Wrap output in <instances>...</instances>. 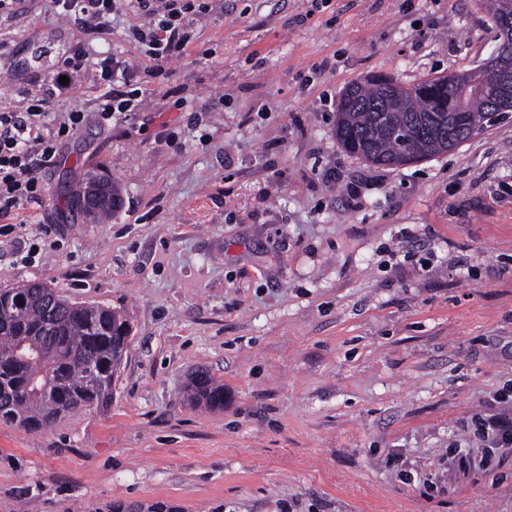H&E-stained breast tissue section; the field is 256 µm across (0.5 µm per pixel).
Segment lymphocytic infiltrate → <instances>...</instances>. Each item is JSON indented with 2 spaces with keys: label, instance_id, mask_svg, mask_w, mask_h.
Segmentation results:
<instances>
[{
  "label": "lymphocytic infiltrate",
  "instance_id": "f902f5d3",
  "mask_svg": "<svg viewBox=\"0 0 512 512\" xmlns=\"http://www.w3.org/2000/svg\"><path fill=\"white\" fill-rule=\"evenodd\" d=\"M144 18L129 29L141 57L156 70L181 55L189 41L195 0H135ZM116 0H52L55 13L78 20L90 33L107 32ZM92 68L106 92L98 103L97 120L109 124L117 116H132L140 109L144 90L136 70L113 57L89 62L84 50L65 59L60 72ZM25 109L0 112V216L6 217L24 203L40 199L46 188L39 171L57 163V145L74 136L85 124L83 111L54 112L50 103L61 84L57 78L34 76L29 81Z\"/></svg>",
  "mask_w": 512,
  "mask_h": 512
}]
</instances>
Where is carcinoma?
<instances>
[{
	"label": "carcinoma",
	"instance_id": "carcinoma-1",
	"mask_svg": "<svg viewBox=\"0 0 512 512\" xmlns=\"http://www.w3.org/2000/svg\"><path fill=\"white\" fill-rule=\"evenodd\" d=\"M493 23L512 32V0H475ZM490 101L477 70L430 76L412 84L373 77L348 85L336 109V141L378 166L417 163L455 150L487 125ZM32 284L0 290V420L40 431L68 414L112 401V381L128 346L127 319L104 305L61 300ZM186 398L224 408V385L193 376ZM90 512H184L165 502H111Z\"/></svg>",
	"mask_w": 512,
	"mask_h": 512
}]
</instances>
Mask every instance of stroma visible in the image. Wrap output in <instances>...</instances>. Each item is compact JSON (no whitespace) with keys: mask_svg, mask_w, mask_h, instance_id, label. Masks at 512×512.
<instances>
[{"mask_svg":"<svg viewBox=\"0 0 512 512\" xmlns=\"http://www.w3.org/2000/svg\"><path fill=\"white\" fill-rule=\"evenodd\" d=\"M206 3L159 72L127 0L97 38L49 0L0 10V111L80 46L145 90L103 126L80 72L52 106L84 127L42 199L0 218V289L41 283L131 326L110 405L0 421V512H512V448L467 465L512 395V121L393 168L333 132L350 83L477 68L493 23L473 0ZM92 173L122 189L105 224L74 204ZM199 369L223 409L185 400ZM90 512H185L182 507L165 502H155L150 505L126 504L123 502H111L103 509L92 507Z\"/></svg>","mask_w":512,"mask_h":512,"instance_id":"1","label":"stroma"}]
</instances>
